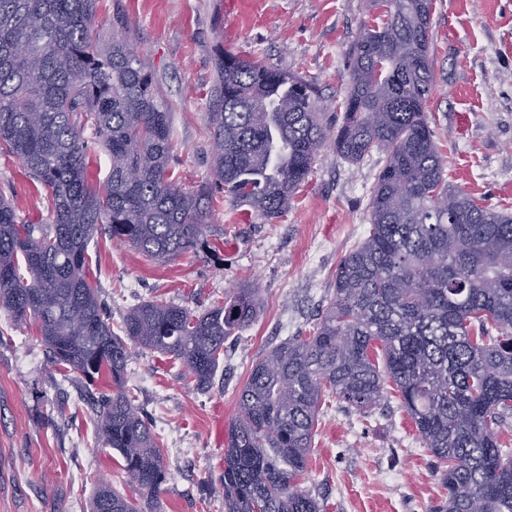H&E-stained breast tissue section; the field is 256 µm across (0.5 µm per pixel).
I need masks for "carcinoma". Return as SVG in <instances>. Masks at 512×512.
<instances>
[{"label":"carcinoma","mask_w":512,"mask_h":512,"mask_svg":"<svg viewBox=\"0 0 512 512\" xmlns=\"http://www.w3.org/2000/svg\"><path fill=\"white\" fill-rule=\"evenodd\" d=\"M96 2L0 0V154L41 185L51 215L24 224L0 194V307L37 324L54 365L111 380L94 402L98 441L121 455L136 496L102 484L92 512H154L167 481L158 438L126 389L130 348L181 362L207 388L224 341L254 322L259 302L247 284L198 314L147 301L120 337L88 281V244L105 232L159 264L195 253L217 191L274 221L329 143L349 162L383 154L369 232L341 259L313 333L252 367L224 452L225 512H323L299 489L322 399L368 409L388 381L436 458L448 494L438 512H512V451L496 435L512 417V213L444 177L425 112L432 0H366L383 21L363 24L351 48L333 138L310 84L219 50L205 113L212 178L192 192L167 177L170 115L125 15L112 14L104 42ZM98 148L110 162L101 186L89 179Z\"/></svg>","instance_id":"carcinoma-1"}]
</instances>
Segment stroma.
Masks as SVG:
<instances>
[{"mask_svg": "<svg viewBox=\"0 0 512 512\" xmlns=\"http://www.w3.org/2000/svg\"><path fill=\"white\" fill-rule=\"evenodd\" d=\"M116 11L159 82L172 130L169 173L186 190L210 176L205 114L218 49L310 83L332 125L349 89L350 50L369 18L364 0H98L102 38H111ZM431 30L435 86L427 113L445 177L512 213V0H433ZM382 166L376 151L350 163L325 149L273 222L217 195L205 247L164 265L105 234L90 243V281L116 332L147 300L200 313L240 284L257 290L259 314L225 342L209 390L166 355L132 352L126 387L148 414L169 473L156 512H224L216 426L235 417L253 364L284 339L305 335L330 304L340 260L368 234ZM0 194L24 222L50 223L41 188L7 155L0 156ZM108 386L102 378L90 391L76 373L56 371L35 324H17L0 308V512H91L103 481L133 496L121 456L96 438L89 394ZM301 488L325 512H435L445 496L393 390L364 411L336 400L322 406Z\"/></svg>", "mask_w": 512, "mask_h": 512, "instance_id": "35a3bbf8", "label": "stroma"}]
</instances>
